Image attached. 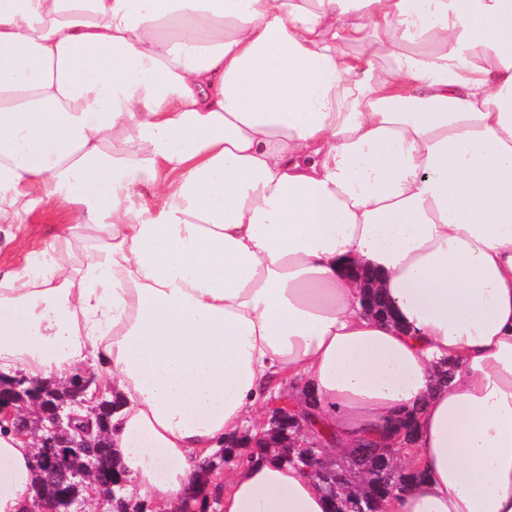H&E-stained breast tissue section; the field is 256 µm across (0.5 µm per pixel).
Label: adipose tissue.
Instances as JSON below:
<instances>
[{
	"label": "adipose tissue",
	"instance_id": "ef3b65f1",
	"mask_svg": "<svg viewBox=\"0 0 512 512\" xmlns=\"http://www.w3.org/2000/svg\"><path fill=\"white\" fill-rule=\"evenodd\" d=\"M51 202L0 373L110 375L130 498L330 512L270 454L200 470L287 379L343 450L415 416L385 512H512V0H0V224ZM33 453L0 431V512Z\"/></svg>",
	"mask_w": 512,
	"mask_h": 512
}]
</instances>
